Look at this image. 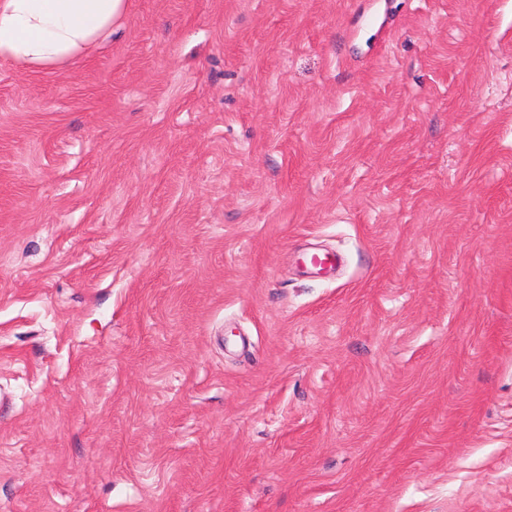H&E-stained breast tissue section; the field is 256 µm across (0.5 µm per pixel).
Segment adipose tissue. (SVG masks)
I'll return each instance as SVG.
<instances>
[{
	"mask_svg": "<svg viewBox=\"0 0 512 512\" xmlns=\"http://www.w3.org/2000/svg\"><path fill=\"white\" fill-rule=\"evenodd\" d=\"M126 10L127 0H0V56L56 66L88 50Z\"/></svg>",
	"mask_w": 512,
	"mask_h": 512,
	"instance_id": "1",
	"label": "adipose tissue"
}]
</instances>
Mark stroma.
I'll list each match as a JSON object with an SVG mask.
<instances>
[{"label":"stroma","instance_id":"obj_1","mask_svg":"<svg viewBox=\"0 0 512 512\" xmlns=\"http://www.w3.org/2000/svg\"><path fill=\"white\" fill-rule=\"evenodd\" d=\"M0 512H512V0L0 57Z\"/></svg>","mask_w":512,"mask_h":512}]
</instances>
